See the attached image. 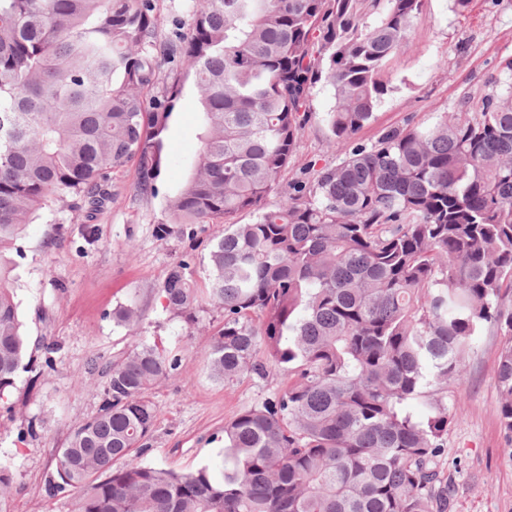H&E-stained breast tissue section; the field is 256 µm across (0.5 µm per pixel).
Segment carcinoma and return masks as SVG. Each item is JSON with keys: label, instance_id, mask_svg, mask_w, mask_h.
Listing matches in <instances>:
<instances>
[{"label": "carcinoma", "instance_id": "1", "mask_svg": "<svg viewBox=\"0 0 512 512\" xmlns=\"http://www.w3.org/2000/svg\"><path fill=\"white\" fill-rule=\"evenodd\" d=\"M424 2L190 0L187 32L163 39L156 0H0V399L27 352L6 253L45 207L112 202L131 161L135 191L152 192L182 93L168 64L192 79L204 131L167 207L222 230L206 288L180 259L158 290L190 327L223 311L212 378L288 375L224 423L220 465L177 471L142 456L146 393L178 358L136 344L104 364L99 411L57 450L49 496L72 512H451L448 383L486 328L508 337L495 382L512 441V56L479 112L358 142ZM317 84L341 158L285 186ZM139 318L112 311L131 331Z\"/></svg>", "mask_w": 512, "mask_h": 512}]
</instances>
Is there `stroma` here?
Segmentation results:
<instances>
[{"label":"stroma","instance_id":"35a3bbf8","mask_svg":"<svg viewBox=\"0 0 512 512\" xmlns=\"http://www.w3.org/2000/svg\"><path fill=\"white\" fill-rule=\"evenodd\" d=\"M512 55V0H471L465 12L453 0H425L407 42L394 58L388 91L359 135L373 143L407 121L430 123L443 112H474L498 61ZM334 104L331 91L313 88L314 114L284 173L292 181L314 167L334 164L319 113ZM203 126L197 94L185 86L163 133L164 161L148 196L136 194V163L114 176L116 199L85 217L44 209L15 244V298L39 377L20 373L0 399V458L10 461L13 483L6 512H71L70 498L49 497L45 481L55 453L72 429L96 414L104 377L91 370L128 351L135 340L159 341L179 367L147 393L157 416L144 462L191 470L220 463L224 423L238 411L274 396L287 376H242L230 384L208 375L211 333L224 319L206 308L195 329L164 308L157 291L165 269L187 257L198 287L207 283V258L219 232L198 224L193 234L172 223L167 201L190 175ZM168 225L166 236L156 230ZM138 309L137 331L112 321L114 308ZM505 338L490 328L477 339L460 381L448 387L450 423L441 463L454 483L453 512H512V442L500 425L495 365Z\"/></svg>","mask_w":512,"mask_h":512}]
</instances>
